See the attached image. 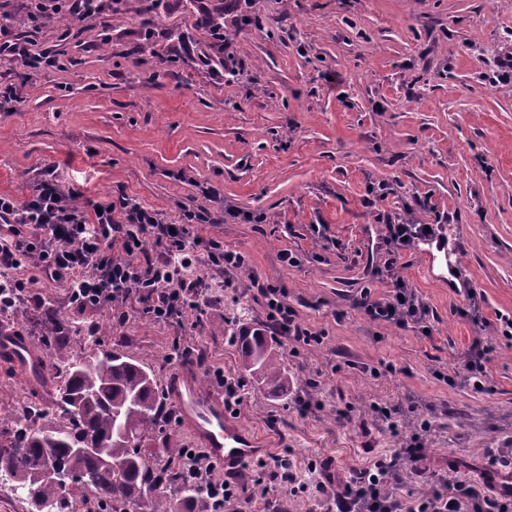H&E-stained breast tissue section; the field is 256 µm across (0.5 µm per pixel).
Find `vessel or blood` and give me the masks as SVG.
I'll use <instances>...</instances> for the list:
<instances>
[{
    "mask_svg": "<svg viewBox=\"0 0 512 512\" xmlns=\"http://www.w3.org/2000/svg\"><path fill=\"white\" fill-rule=\"evenodd\" d=\"M164 388L178 410L181 429L214 463L235 471L265 455L259 440L225 406L223 394L203 385L194 367L184 365L172 371Z\"/></svg>",
    "mask_w": 512,
    "mask_h": 512,
    "instance_id": "obj_1",
    "label": "vessel or blood"
}]
</instances>
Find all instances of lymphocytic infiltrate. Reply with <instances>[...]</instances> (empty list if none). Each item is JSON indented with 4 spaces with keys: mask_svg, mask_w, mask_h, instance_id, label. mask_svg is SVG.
<instances>
[{
    "mask_svg": "<svg viewBox=\"0 0 512 512\" xmlns=\"http://www.w3.org/2000/svg\"><path fill=\"white\" fill-rule=\"evenodd\" d=\"M0 56L31 69L59 65L58 56L31 50L2 25ZM77 196L52 167L27 199L0 193L1 312L30 296L35 281L63 280L75 312L102 307L120 311L128 305L181 333L188 313H204L202 282L191 273L197 261L227 281L251 265L249 255L225 248L223 238L200 235L199 226L211 221L205 207L185 212L175 225L164 213L124 194L86 206L77 204ZM252 286L263 302L269 335L305 344L317 341V334L298 321L285 288L257 279ZM362 306L371 319L403 329L424 324L429 313L400 278L390 298L367 297ZM430 428V421L420 420L404 455L376 459L349 478L334 479L313 462L308 465L317 474L312 483L301 482L287 463L281 478L294 494L325 497L329 512H512V491L489 493L453 474L438 477L427 493L394 496V489L406 483L407 463L421 457L423 434ZM183 462L209 512H224L239 500V484L225 478L205 451L194 449Z\"/></svg>",
    "mask_w": 512,
    "mask_h": 512,
    "instance_id": "1",
    "label": "lymphocytic infiltrate"
}]
</instances>
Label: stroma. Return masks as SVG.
<instances>
[{
  "instance_id": "1",
  "label": "stroma",
  "mask_w": 512,
  "mask_h": 512,
  "mask_svg": "<svg viewBox=\"0 0 512 512\" xmlns=\"http://www.w3.org/2000/svg\"><path fill=\"white\" fill-rule=\"evenodd\" d=\"M207 11L224 18L233 79L198 61L213 52ZM245 13L261 27L242 26ZM152 30L144 40L139 21L107 13L75 22L60 68L31 74L21 102L0 107V193L27 197L56 162L82 204L124 193L174 221L204 204L215 218L206 235L247 252L249 274L181 337L137 311L71 316L66 282H40L39 297L78 333L60 354L32 304L0 319L41 359L35 375L0 359V428L26 423L31 400L54 403L58 366L86 354L91 333L159 382L181 363L179 340L207 382L218 367L244 378L236 337L265 319L256 277L287 288L322 339L275 338L287 393L245 378L237 417L268 453L241 481L263 480L267 494L226 512H325L290 494L281 459L299 471L330 463L343 477L403 452L418 417L433 425L428 475L480 478L488 450L512 440V70L499 65L512 51V0H162ZM159 68L166 77L150 82ZM203 185L216 198L204 201ZM383 213L452 225L440 241L458 251L457 275L441 261L425 273L414 247L384 273ZM285 249L299 266L281 261ZM396 276L428 304L430 335L358 307L362 289L386 298ZM469 286L481 295L476 322ZM477 339L491 348L481 392L464 380ZM377 403L396 407L398 431Z\"/></svg>"
}]
</instances>
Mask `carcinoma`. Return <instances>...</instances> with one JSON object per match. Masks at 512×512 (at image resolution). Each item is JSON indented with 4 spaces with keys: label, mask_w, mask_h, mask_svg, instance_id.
Masks as SVG:
<instances>
[{
    "label": "carcinoma",
    "mask_w": 512,
    "mask_h": 512,
    "mask_svg": "<svg viewBox=\"0 0 512 512\" xmlns=\"http://www.w3.org/2000/svg\"><path fill=\"white\" fill-rule=\"evenodd\" d=\"M159 5L160 0H139L135 15L148 26ZM238 342L242 368L270 394L286 392L288 373L276 346L259 332L242 334ZM59 377L51 421L0 429V475L9 474L32 512H75L55 503L72 487L92 492L94 512H127L148 493L152 512H179L161 489L194 490L178 463L182 449H164L168 462L157 467L144 448L161 418L153 375L112 352L72 360L60 368ZM79 443L89 450L76 451ZM102 454L112 458L113 466L102 462ZM51 464L62 479L46 478Z\"/></svg>",
    "instance_id": "1"
}]
</instances>
